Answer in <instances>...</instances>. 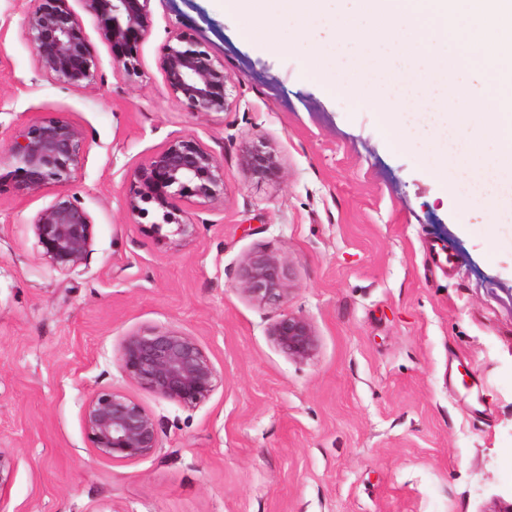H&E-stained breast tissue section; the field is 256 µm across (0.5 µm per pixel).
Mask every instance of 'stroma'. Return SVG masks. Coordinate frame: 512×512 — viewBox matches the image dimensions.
<instances>
[{
    "instance_id": "stroma-1",
    "label": "stroma",
    "mask_w": 512,
    "mask_h": 512,
    "mask_svg": "<svg viewBox=\"0 0 512 512\" xmlns=\"http://www.w3.org/2000/svg\"><path fill=\"white\" fill-rule=\"evenodd\" d=\"M224 0H151L139 73L69 0L98 64L86 87L40 71L25 16L0 0V147L33 119L66 116L86 133L68 186L94 220L87 266L53 270L31 220L54 190L0 183V451L10 477L0 512H505L512 506V248L491 218L446 196L426 143L391 147L378 111L329 91L287 17L268 55L244 40L249 17ZM224 62L232 105L199 112L161 70L169 32ZM192 136L224 165V198L184 210L180 239L131 218L126 186L168 140ZM273 148L275 178L242 166ZM446 241L455 272L429 249ZM258 255L287 270L285 299L241 289ZM317 336L308 359L271 332L283 313ZM175 328L199 341L219 377L194 408L132 385L118 348L129 332ZM129 393L156 417L160 443L135 462L92 453L83 407L96 390Z\"/></svg>"
}]
</instances>
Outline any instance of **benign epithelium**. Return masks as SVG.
Listing matches in <instances>:
<instances>
[{"mask_svg":"<svg viewBox=\"0 0 512 512\" xmlns=\"http://www.w3.org/2000/svg\"><path fill=\"white\" fill-rule=\"evenodd\" d=\"M27 13V33L39 69L57 81L76 87L94 82L97 64L78 14L68 0H34ZM93 14L100 37L112 45L113 64L129 75L139 73L140 44L152 26L151 0H80ZM161 69L171 95L195 110L222 112L230 105L232 77L224 62L195 47L182 32H172L162 47ZM84 130L59 115L29 122L6 150L0 149V179L7 177L18 191L39 194L55 188L53 200L32 220L34 235L50 266L70 272L87 263L92 251L94 222L79 199L66 191L82 162ZM242 165L257 177L279 171L275 153L254 145ZM224 198V165L215 153L190 136L166 142L138 166L129 183L126 206L134 217L154 211L177 233L192 237L196 224L182 205L208 206ZM285 271L280 262L261 255L249 260L242 273V290L270 305L283 298ZM277 346L288 356L305 360L317 346L316 334L302 316L287 312L273 328ZM118 362L129 379L150 395L184 407L206 402L218 376L198 340L177 329H144L128 333L120 343ZM87 439L101 461L133 462L159 447L158 424L150 410L130 394L103 389L85 405Z\"/></svg>","mask_w":512,"mask_h":512,"instance_id":"obj_1","label":"benign epithelium"}]
</instances>
